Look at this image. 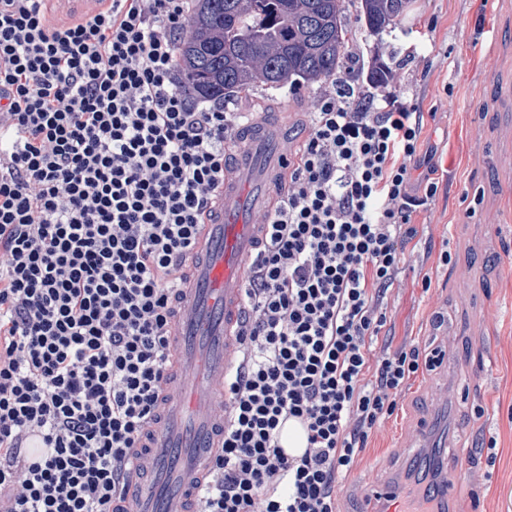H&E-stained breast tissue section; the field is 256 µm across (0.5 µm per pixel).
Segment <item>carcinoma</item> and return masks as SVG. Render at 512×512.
Here are the masks:
<instances>
[{
  "label": "carcinoma",
  "mask_w": 512,
  "mask_h": 512,
  "mask_svg": "<svg viewBox=\"0 0 512 512\" xmlns=\"http://www.w3.org/2000/svg\"><path fill=\"white\" fill-rule=\"evenodd\" d=\"M411 0H191L177 43L183 86L222 100L246 89L280 91L336 75L349 46L347 4L367 28L396 25Z\"/></svg>",
  "instance_id": "carcinoma-1"
}]
</instances>
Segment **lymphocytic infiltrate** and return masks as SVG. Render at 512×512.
<instances>
[{
	"instance_id": "obj_1",
	"label": "lymphocytic infiltrate",
	"mask_w": 512,
	"mask_h": 512,
	"mask_svg": "<svg viewBox=\"0 0 512 512\" xmlns=\"http://www.w3.org/2000/svg\"><path fill=\"white\" fill-rule=\"evenodd\" d=\"M189 0L52 19L0 0V512H112L160 418L175 292L242 119L189 97ZM425 114L349 71L321 86L262 222L199 512H339L408 380L442 348L393 346L384 299L438 184ZM306 427L286 454L284 421Z\"/></svg>"
}]
</instances>
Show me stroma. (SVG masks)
Here are the masks:
<instances>
[{
  "instance_id": "1",
  "label": "stroma",
  "mask_w": 512,
  "mask_h": 512,
  "mask_svg": "<svg viewBox=\"0 0 512 512\" xmlns=\"http://www.w3.org/2000/svg\"><path fill=\"white\" fill-rule=\"evenodd\" d=\"M345 21L354 50L394 69L396 87L436 113L420 156L438 192L415 216L424 236L406 253L388 314L395 343L443 345L449 359L411 379L359 466L339 479V508L362 512L361 486L390 472L438 466L459 485L451 512H512V0H412L379 34L355 9ZM315 92L246 90L231 105L284 122L308 112ZM467 191L481 195L479 206Z\"/></svg>"
}]
</instances>
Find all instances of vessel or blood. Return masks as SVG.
<instances>
[{
    "label": "vessel or blood",
    "instance_id": "b4317fda",
    "mask_svg": "<svg viewBox=\"0 0 512 512\" xmlns=\"http://www.w3.org/2000/svg\"><path fill=\"white\" fill-rule=\"evenodd\" d=\"M291 139L286 127L264 115L248 125L188 259L171 344L184 379L168 389L163 415L143 441L150 465L132 481L139 512H197L220 438L211 408L227 399L224 378L237 361L233 331L244 307L248 266L265 235L248 214L271 208L275 179L288 170Z\"/></svg>",
    "mask_w": 512,
    "mask_h": 512
}]
</instances>
